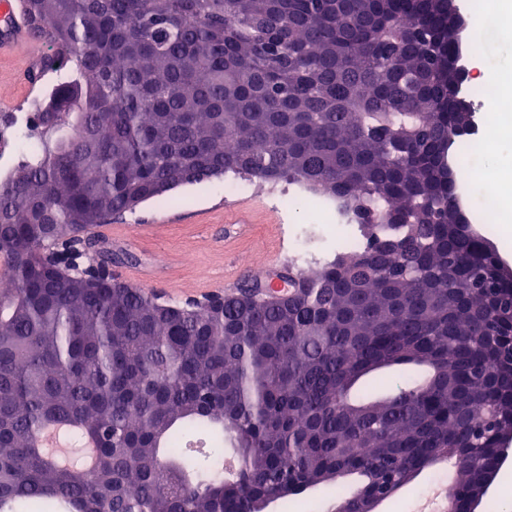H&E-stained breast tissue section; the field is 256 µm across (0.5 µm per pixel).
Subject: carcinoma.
Returning a JSON list of instances; mask_svg holds the SVG:
<instances>
[{
  "instance_id": "1",
  "label": "carcinoma",
  "mask_w": 512,
  "mask_h": 512,
  "mask_svg": "<svg viewBox=\"0 0 512 512\" xmlns=\"http://www.w3.org/2000/svg\"><path fill=\"white\" fill-rule=\"evenodd\" d=\"M21 2L52 34L55 82L0 176V503L257 512L326 483L334 512H366L447 459L448 499L483 498L512 444V277L458 221V5ZM243 174L344 204L365 249L288 267L274 299L226 295L221 315L47 267L53 237ZM410 365L427 375L360 388ZM56 425L67 466L39 444Z\"/></svg>"
}]
</instances>
